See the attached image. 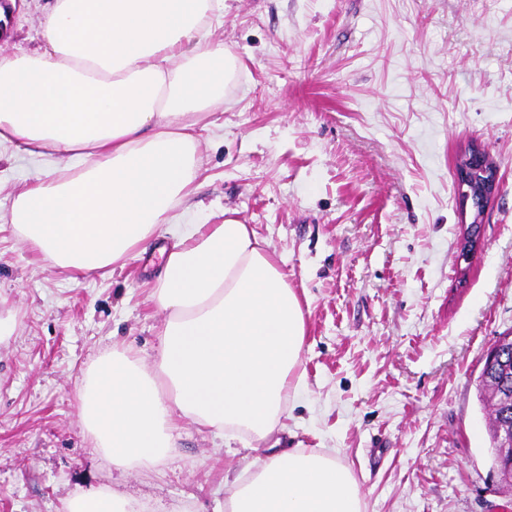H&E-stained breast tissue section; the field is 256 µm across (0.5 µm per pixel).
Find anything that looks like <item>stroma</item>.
Segmentation results:
<instances>
[{
  "instance_id": "stroma-1",
  "label": "stroma",
  "mask_w": 512,
  "mask_h": 512,
  "mask_svg": "<svg viewBox=\"0 0 512 512\" xmlns=\"http://www.w3.org/2000/svg\"><path fill=\"white\" fill-rule=\"evenodd\" d=\"M51 0H18L0 54L44 49ZM206 32L237 61L195 136L181 224L233 218L267 240L305 314L300 387L265 438L179 420L176 450L124 476L79 424L77 386L108 350L152 360L151 294L171 247L72 281L10 222L50 157L0 145V512H63L111 485L146 512H214L224 478L273 449L349 467L362 512H512L479 398L512 331V0H224ZM480 143L502 176L459 274L455 157Z\"/></svg>"
}]
</instances>
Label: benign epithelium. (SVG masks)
Instances as JSON below:
<instances>
[{"label":"benign epithelium","instance_id":"obj_1","mask_svg":"<svg viewBox=\"0 0 512 512\" xmlns=\"http://www.w3.org/2000/svg\"><path fill=\"white\" fill-rule=\"evenodd\" d=\"M455 175L461 208L465 210L470 205L474 210L473 219L464 228L460 238L459 258L467 261L480 245L484 213L498 188L499 176L485 150L477 144L458 154ZM510 344L512 345V331L498 337L485 356L484 367L495 365L501 359L502 351Z\"/></svg>","mask_w":512,"mask_h":512}]
</instances>
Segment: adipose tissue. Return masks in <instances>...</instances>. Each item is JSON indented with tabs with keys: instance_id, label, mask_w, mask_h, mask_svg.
I'll return each instance as SVG.
<instances>
[{
	"instance_id": "obj_1",
	"label": "adipose tissue",
	"mask_w": 512,
	"mask_h": 512,
	"mask_svg": "<svg viewBox=\"0 0 512 512\" xmlns=\"http://www.w3.org/2000/svg\"><path fill=\"white\" fill-rule=\"evenodd\" d=\"M223 0H55L41 52L0 55V143L65 160L15 197L11 222L71 279L121 261L159 226L174 239L154 294L167 318L152 363L98 356L79 422L118 475L168 457L174 417L265 437L293 388L302 303L249 225L176 224L199 166L195 126L235 62L202 30ZM65 512H136L102 486ZM228 512H362L350 470L294 449L232 481Z\"/></svg>"
}]
</instances>
